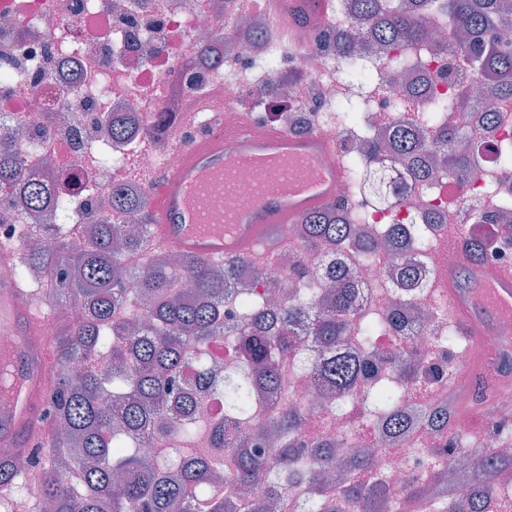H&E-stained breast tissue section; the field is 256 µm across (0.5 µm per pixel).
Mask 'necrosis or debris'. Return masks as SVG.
<instances>
[{"instance_id": "4bbe7bcc", "label": "necrosis or debris", "mask_w": 512, "mask_h": 512, "mask_svg": "<svg viewBox=\"0 0 512 512\" xmlns=\"http://www.w3.org/2000/svg\"><path fill=\"white\" fill-rule=\"evenodd\" d=\"M217 2L0 0V140L14 146L24 168L53 186L51 202L35 217L15 212L0 220L1 242L12 239L15 225L31 220L46 227L70 225L74 240L79 237L78 225L91 215L106 214L113 223H127V213L113 211L109 204L113 189L149 199L150 185L140 175L178 166L180 154L172 137L189 142L213 125L234 126L244 94L258 95L259 116L265 123L290 132L294 126L287 122V114L302 115L306 130L329 134L339 149L350 152L355 144L345 140V126L336 119L338 97H363L359 136L372 139L390 129L406 98L417 97L423 105L433 98L456 96L481 81L467 61L444 47L426 55L420 69L402 75L397 61L405 49L389 45L367 50L374 80L360 87L343 78L333 51L320 52L310 44L296 47L290 56L270 45L256 50L240 19L269 24L260 0H253L246 11L232 0L220 10ZM292 69L300 70V84L282 88L284 74ZM209 95L220 98L218 113L185 117V98ZM488 106L498 114L491 127L478 118ZM116 116L126 118L129 142L113 138ZM448 122L464 130L459 154L485 147L483 171L464 170L412 184L402 203L368 211V227L375 232L411 223L419 215L433 217L432 246L417 257L425 286L404 294L390 283L389 273L399 255L390 243L382 245L376 263L358 271L357 312L384 316L405 299L421 313L406 335L384 332L374 347L385 375L396 377L403 363L417 369V379L404 390L407 408L435 405L447 394L449 381L461 387L470 383L468 346L441 343L448 334L441 276L456 262L448 247L449 230L456 228L484 241L487 271L512 264V232L496 219L500 202L512 198V170L500 163V142L512 137V97H498L489 104L468 97L466 110L450 112ZM57 199L67 202L64 212L54 207ZM331 264L323 249L302 247L288 232L277 257L246 259L242 283L251 296L266 300L270 290L265 281L250 277V268H267L271 278L293 289L306 275L323 272ZM298 350L304 369L290 372L285 391L289 402L309 411L302 440L352 430L348 453L374 449L372 476L390 493L401 494L409 478L424 473L434 449H448L454 457L468 452L462 431L442 436L426 426L380 445V435L356 394H349L341 408L321 409L322 387L313 376L320 360L313 337H299Z\"/></svg>"}]
</instances>
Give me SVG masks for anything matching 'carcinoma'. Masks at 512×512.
Listing matches in <instances>:
<instances>
[{
  "label": "carcinoma",
  "instance_id": "obj_1",
  "mask_svg": "<svg viewBox=\"0 0 512 512\" xmlns=\"http://www.w3.org/2000/svg\"><path fill=\"white\" fill-rule=\"evenodd\" d=\"M348 13L365 25L358 36L343 34L336 42L349 79L368 80L358 40L425 46L430 29L439 27L487 80L491 94L512 95V0H350ZM491 29L502 33L501 40L484 41ZM360 109L356 101L336 105L350 125L357 123ZM454 109H465V97L437 98L416 121L396 120L386 144L370 143L364 156L344 154L345 186L351 195L375 204L404 199L407 184L389 180L375 166L385 148L400 157L414 180H429L427 147L410 128L415 122L436 129L442 170H480L478 154L453 149L461 130L443 116ZM13 187L25 192L30 207L45 203L44 184L30 179L13 149L0 143V189ZM112 209L139 211L142 224L131 232L97 216L81 226V246L73 247L68 236L57 233L54 250L30 251L18 267V277L25 281L30 268L55 270L59 261L54 253L67 254L68 272L55 278L47 299L77 303L85 316L62 324L54 338L56 377L49 397L45 462L33 455L27 468L12 463L9 470H0L6 492L28 494L34 471V512H41L44 503L53 512H224L233 507L224 495L238 487L259 489L257 496L241 501L240 512H340L346 502L358 504L360 512H501L497 475L512 469V457L485 454L482 473L463 477L449 505L429 494V485L448 467L439 451L431 457L427 483L410 481L392 502L377 496L373 486L352 479L320 486L326 469L368 473L374 463L360 454L338 462L332 444L307 445L299 438L301 409L265 407V396L282 389L283 374L297 353L294 326L301 321L327 354L320 379L339 402L365 381L364 358L372 355L374 339L391 327L403 332L398 312L387 319L353 312L356 268L369 264L378 249L375 238L356 239L355 225L364 223V213L343 200L301 218L295 227L302 246L347 253L354 266L332 267L326 277L332 289L310 281L281 306L269 308L237 287L240 259L215 261L182 253L175 265L156 261V250L149 247L147 206L114 190ZM430 225L429 217L397 225L402 250H426ZM466 245L470 264H482L484 242L474 238ZM396 274L403 288L423 286L420 270L406 258L396 265ZM226 303L236 304L238 320L224 336L229 355L220 370L208 363V344L224 327ZM353 332L357 353L336 351ZM185 336L196 338L191 357L183 351ZM76 363L82 365L77 375L72 371ZM215 397L223 399L222 417L209 414L208 401ZM402 400V386L387 377L363 391L365 412L389 437L427 423L441 435L448 433V406L405 409ZM265 425L280 435L282 465L275 472L250 452L243 437ZM145 436L165 443L167 451L144 455Z\"/></svg>",
  "mask_w": 512,
  "mask_h": 512
}]
</instances>
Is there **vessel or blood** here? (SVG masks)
I'll list each match as a JSON object with an SVG mask.
<instances>
[{
    "instance_id": "obj_1",
    "label": "vessel or blood",
    "mask_w": 512,
    "mask_h": 512,
    "mask_svg": "<svg viewBox=\"0 0 512 512\" xmlns=\"http://www.w3.org/2000/svg\"><path fill=\"white\" fill-rule=\"evenodd\" d=\"M272 27L281 41L297 45L301 30L292 19L309 12L325 24L327 0H268ZM251 173L252 189L239 195V173ZM346 180L335 140L326 133L295 135L241 113L237 125L214 127L181 149L177 167L153 174L151 222L155 247L213 260L250 256L280 242L290 224L333 204ZM232 198V207L220 205ZM13 250L0 248V334L17 336L6 360L18 387L0 394V463L40 446L44 438L48 377V325L39 318L41 299L23 288ZM449 318L473 339L472 377L485 384L512 385V338L489 349L485 336L512 320V265L487 273L472 267L460 276L448 269Z\"/></svg>"
}]
</instances>
